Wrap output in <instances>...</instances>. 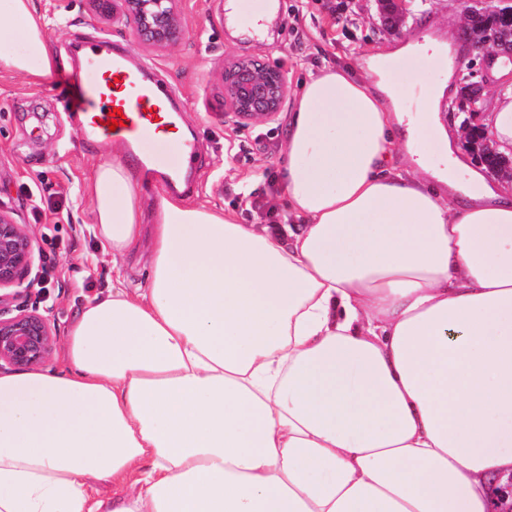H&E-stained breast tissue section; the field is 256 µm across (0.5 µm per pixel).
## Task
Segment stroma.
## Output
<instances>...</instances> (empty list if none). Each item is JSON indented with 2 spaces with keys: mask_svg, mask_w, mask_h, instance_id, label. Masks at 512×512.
Returning a JSON list of instances; mask_svg holds the SVG:
<instances>
[{
  "mask_svg": "<svg viewBox=\"0 0 512 512\" xmlns=\"http://www.w3.org/2000/svg\"><path fill=\"white\" fill-rule=\"evenodd\" d=\"M54 46L56 66L42 78L0 70V208L12 211L36 244L35 268L54 269L35 287L38 311L65 330L86 298L111 290L116 274L91 230L93 216L83 189L107 145L88 138L68 112L62 76L79 77L77 46L105 42L149 64L171 87L180 119L196 140L197 154L185 200L233 211L241 223L284 224L283 134L287 117L238 129L224 121L221 73L228 56H259L283 68L291 93L308 70L384 53L410 42L447 44L452 56L450 94H457L481 56L466 38L449 40L442 25L460 12L455 0H414L394 32L379 22L375 0H279L272 42L232 36L224 0H185L187 32L173 52L155 56L137 48L124 25L104 23L86 0H34Z\"/></svg>",
  "mask_w": 512,
  "mask_h": 512,
  "instance_id": "stroma-1",
  "label": "stroma"
}]
</instances>
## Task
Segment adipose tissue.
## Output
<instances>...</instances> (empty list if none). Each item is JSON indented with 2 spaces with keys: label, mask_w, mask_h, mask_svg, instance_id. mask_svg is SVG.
<instances>
[{
  "label": "adipose tissue",
  "mask_w": 512,
  "mask_h": 512,
  "mask_svg": "<svg viewBox=\"0 0 512 512\" xmlns=\"http://www.w3.org/2000/svg\"><path fill=\"white\" fill-rule=\"evenodd\" d=\"M391 53L310 74L288 117L286 231L161 199L121 141L85 193L113 270L57 368L0 374V512H493L512 474V185L480 192L437 88ZM32 0L0 70L49 75ZM434 128L440 156L417 147ZM109 493H102V486Z\"/></svg>",
  "instance_id": "1"
}]
</instances>
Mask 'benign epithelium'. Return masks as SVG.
Masks as SVG:
<instances>
[{
	"instance_id": "1",
	"label": "benign epithelium",
	"mask_w": 512,
	"mask_h": 512,
	"mask_svg": "<svg viewBox=\"0 0 512 512\" xmlns=\"http://www.w3.org/2000/svg\"><path fill=\"white\" fill-rule=\"evenodd\" d=\"M100 18L131 25L133 42L150 54L175 48L186 34L184 0H86ZM469 18L491 14L512 15V0H457ZM472 49L486 58L512 57V29L493 22L467 27ZM224 122L237 128L274 123L289 93L287 73L256 57H228L222 72ZM471 99L457 97L452 107L466 114L465 147L481 162L494 164L488 171L512 183V155L498 151L488 133L486 112L476 107L482 86L468 84ZM35 243L25 225L0 209V370L43 366L52 358L54 325L49 318L28 308L36 278Z\"/></svg>"
}]
</instances>
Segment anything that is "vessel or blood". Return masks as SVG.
<instances>
[{"instance_id":"vessel-or-blood-1","label":"vessel or blood","mask_w":512,"mask_h":512,"mask_svg":"<svg viewBox=\"0 0 512 512\" xmlns=\"http://www.w3.org/2000/svg\"><path fill=\"white\" fill-rule=\"evenodd\" d=\"M87 57L69 98L70 112L85 118L89 133L101 141L121 137L137 163H148L155 170L186 167L194 145L174 136L177 115L164 105L171 90L154 80L148 66L133 64L126 54L96 45L88 49ZM117 109L124 118L113 129L109 122Z\"/></svg>"}]
</instances>
